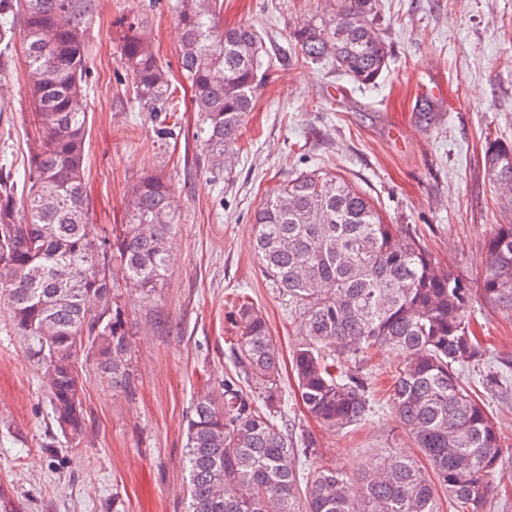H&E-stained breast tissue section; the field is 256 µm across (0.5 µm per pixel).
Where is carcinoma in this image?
Segmentation results:
<instances>
[{"mask_svg": "<svg viewBox=\"0 0 512 512\" xmlns=\"http://www.w3.org/2000/svg\"><path fill=\"white\" fill-rule=\"evenodd\" d=\"M217 2L176 0L174 9L197 139L207 168L220 171L241 149L267 51L251 26L224 27ZM97 10L98 0H0V75L20 42L34 106L27 168L0 162V314L41 374L52 419L74 442L86 427L77 360L133 392L116 291L123 283L146 299L157 293L177 228L170 186L158 174L132 188L127 222L112 239L97 238L88 223L84 54ZM119 26L134 101L176 112L169 71L141 23L123 18ZM290 38L304 62L328 63L359 86L375 84L392 57L377 0H329ZM484 165L494 193L511 203L512 143L488 141ZM252 224L263 274L301 323L291 366L306 411L334 431L363 424L373 403L362 361L396 353L403 361L390 408L428 465L386 448L355 481L333 467L306 470L315 441L288 433L279 348L260 310L241 297L234 371L194 400L187 420L186 512H443L442 494L456 512H484L503 445L459 369L483 357L468 317L473 297L512 312V224L497 225L486 241L485 274L472 285L327 172L288 180Z\"/></svg>", "mask_w": 512, "mask_h": 512, "instance_id": "1", "label": "carcinoma"}]
</instances>
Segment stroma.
Segmentation results:
<instances>
[{
  "label": "stroma",
  "mask_w": 512,
  "mask_h": 512,
  "mask_svg": "<svg viewBox=\"0 0 512 512\" xmlns=\"http://www.w3.org/2000/svg\"><path fill=\"white\" fill-rule=\"evenodd\" d=\"M175 0H101L87 43L88 219L108 237L126 221V200L143 176L159 174L177 200L169 276L154 298L119 301L131 346L133 392L113 389L79 364L87 428L63 443L22 342L0 317V486L26 512H185V426L196 395L223 380L238 328L234 295L265 315L281 354L300 322L269 288L252 247L261 199L301 172L319 169L370 196L383 218L423 236L436 261L474 282L484 244L512 224V204L493 194L484 167L487 139L512 142V0H380L392 46L376 84L357 86L331 65L303 63L289 32L316 12L315 0H223L224 23L255 26L270 67L250 112L241 150L222 175L204 167L189 96L177 95L180 128L157 137L151 113L133 101L121 64L117 22L141 17L173 78L179 38ZM16 56L0 78V157L27 163L34 106ZM438 97L420 95L424 84ZM485 350L462 383L490 411L504 452L493 475L499 492L486 512H512V316L474 299ZM367 424L329 431L292 406L298 432L317 441L308 468L357 477L385 448L414 446L378 393ZM57 449H49V442Z\"/></svg>",
  "instance_id": "35a3bbf8"
}]
</instances>
